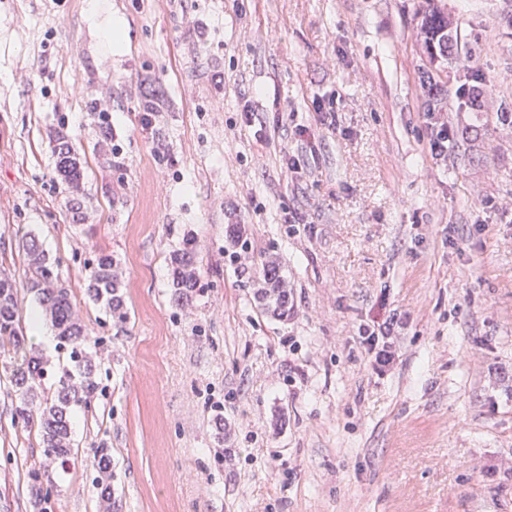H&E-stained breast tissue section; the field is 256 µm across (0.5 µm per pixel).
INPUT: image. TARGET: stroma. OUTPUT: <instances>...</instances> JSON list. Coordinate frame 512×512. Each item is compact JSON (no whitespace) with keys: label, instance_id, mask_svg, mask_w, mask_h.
<instances>
[{"label":"stroma","instance_id":"obj_1","mask_svg":"<svg viewBox=\"0 0 512 512\" xmlns=\"http://www.w3.org/2000/svg\"><path fill=\"white\" fill-rule=\"evenodd\" d=\"M418 2L0 0V277L23 281L28 238L58 259L94 365L78 453L47 467L54 512H99L101 445L112 512H512V125L496 118L512 113V0H442L488 93L444 113L457 136L440 158ZM60 126L85 151L78 223L54 179ZM231 224L250 246L238 263ZM187 233L199 284L181 303L169 256ZM102 252L122 324L86 295ZM269 261L284 319L254 300ZM382 323L385 366L361 336ZM41 324L49 397L69 351ZM10 376L0 365V512H34L42 445ZM92 466L97 472L96 489L104 503H112V454L111 448L101 445L94 448Z\"/></svg>","mask_w":512,"mask_h":512}]
</instances>
